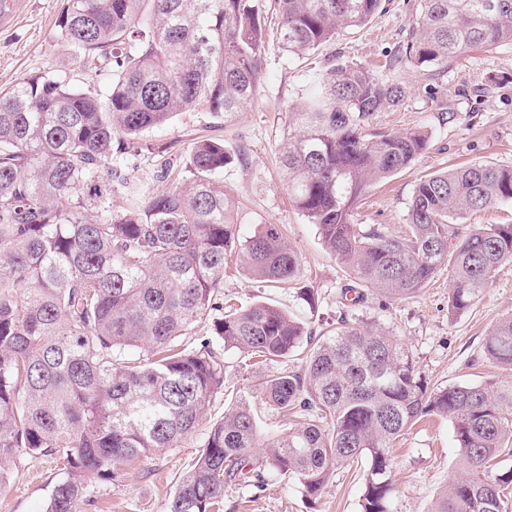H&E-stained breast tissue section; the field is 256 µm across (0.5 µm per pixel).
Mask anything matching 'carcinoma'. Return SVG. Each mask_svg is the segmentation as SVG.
I'll list each match as a JSON object with an SVG mask.
<instances>
[{"mask_svg": "<svg viewBox=\"0 0 512 512\" xmlns=\"http://www.w3.org/2000/svg\"><path fill=\"white\" fill-rule=\"evenodd\" d=\"M65 0L58 35L77 58L110 66L104 91L35 76L0 92V486L1 464L22 452L54 456L67 477L45 512H79L87 489L160 448H176L224 386V362L204 342L182 344L201 322L227 348L266 360L313 345L305 367L264 379L224 411L168 512H215L224 485L244 470L272 469L317 497L338 469L361 466V512H389L391 448L426 414L448 418L459 474L433 512H509L512 380L431 389L397 337L341 318L312 344V331L261 302L224 313L228 253L238 240L234 202L218 179L232 161L224 141L193 142L184 154L154 152V191L123 174L145 132L204 106L231 120L256 92L270 38L307 55L360 28L382 0ZM419 16L390 63L444 67L475 48L512 46V0H419ZM402 85L359 64L332 68L320 89L291 106L280 164L295 209L317 226L329 252L359 286L390 299L413 295L448 265V313L470 308L494 272L512 262V224L470 231L448 246L467 213L512 202V167L483 162L417 183L407 229L351 223L372 185L408 168L427 149L420 132L370 131L400 106ZM125 197L112 208V197ZM262 283L295 281L300 257L278 224L241 247ZM146 356L133 364L126 355ZM512 370V316L484 344ZM294 413L288 430L260 446L251 401Z\"/></svg>", "mask_w": 512, "mask_h": 512, "instance_id": "obj_1", "label": "carcinoma"}]
</instances>
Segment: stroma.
<instances>
[{"label":"stroma","instance_id":"obj_1","mask_svg":"<svg viewBox=\"0 0 512 512\" xmlns=\"http://www.w3.org/2000/svg\"><path fill=\"white\" fill-rule=\"evenodd\" d=\"M63 5L64 0H20L10 18H0V91L44 74L75 86L104 89L103 61L89 58L74 66L71 44L57 35ZM416 13L417 0H384L383 11L365 26L339 33L304 57L269 43L256 95L232 121L203 107L177 113L166 126L144 134L148 148L132 157L127 172L148 177L155 161L150 146L171 143L182 152L200 136L223 139L232 153L246 150V162L232 161L222 176L225 190L237 201L238 236L247 238L265 224L281 225L301 267L296 287L274 288L254 280L241 253L232 252L221 293L224 305H278L304 322L319 341L332 335L340 316L371 323L407 345L432 389L507 379L512 371L487 360L484 343L498 322L512 316V263L502 265L479 300L455 317L448 314L449 279L444 270L409 297L392 300L371 292L363 302L352 303L344 298L352 285L348 272L329 254L317 227L292 206L280 171L279 157L289 134L287 105L302 100L318 87L323 74L347 62L368 66L376 78L400 83L406 91L400 107L378 114L374 130L423 132L429 140L414 165L368 190L352 212L353 223L403 232L420 177L468 162L512 167V47L470 53L438 70L385 67L386 57L398 49ZM303 287L313 289V302L300 296ZM204 341L220 350L224 359V387L213 397L206 416L179 447L153 451L119 478L91 487L81 512H167L179 477L225 409L267 375L303 366L294 356L266 363L243 359L238 350L224 348L206 322L183 339L190 347ZM457 469L451 421L436 415L422 418L392 450L391 512H433ZM10 473L9 483L0 487V512H45L53 486L66 476L56 459L23 454ZM363 490L364 473L355 468L337 470L314 499L296 482L266 470L261 477L225 486L223 512H361Z\"/></svg>","mask_w":512,"mask_h":512}]
</instances>
